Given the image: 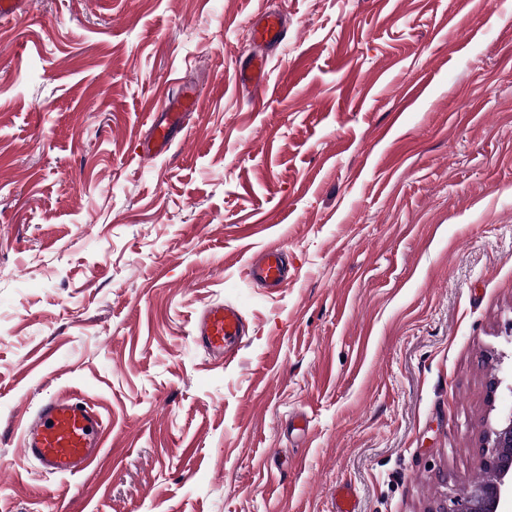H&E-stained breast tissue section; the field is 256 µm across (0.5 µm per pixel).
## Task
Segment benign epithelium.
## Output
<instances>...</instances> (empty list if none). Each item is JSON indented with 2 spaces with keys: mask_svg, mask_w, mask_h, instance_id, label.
Wrapping results in <instances>:
<instances>
[{
  "mask_svg": "<svg viewBox=\"0 0 512 512\" xmlns=\"http://www.w3.org/2000/svg\"><path fill=\"white\" fill-rule=\"evenodd\" d=\"M481 468L492 478L450 498L444 512H512V409L489 436Z\"/></svg>",
  "mask_w": 512,
  "mask_h": 512,
  "instance_id": "benign-epithelium-1",
  "label": "benign epithelium"
}]
</instances>
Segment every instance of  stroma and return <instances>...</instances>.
Here are the masks:
<instances>
[{"instance_id":"35a3bbf8","label":"stroma","mask_w":512,"mask_h":512,"mask_svg":"<svg viewBox=\"0 0 512 512\" xmlns=\"http://www.w3.org/2000/svg\"><path fill=\"white\" fill-rule=\"evenodd\" d=\"M279 12L264 101L239 84ZM198 111L143 156L149 113ZM275 246L291 277L246 264ZM212 301L250 331L192 340ZM73 393L101 462L20 433ZM512 408V0H31L0 23V512H442ZM287 31L275 13L265 12L258 16L251 28L254 43L263 47H271L284 41ZM248 275L259 281L270 293L278 292L288 283L284 253L278 248H264L250 263ZM247 320L237 307L214 302L202 309L192 325V336L215 357L232 361L247 335ZM101 414L83 399L53 394L23 430V448L50 474L72 476L90 468L104 445Z\"/></svg>"}]
</instances>
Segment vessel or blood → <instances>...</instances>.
I'll return each instance as SVG.
<instances>
[{"mask_svg":"<svg viewBox=\"0 0 512 512\" xmlns=\"http://www.w3.org/2000/svg\"><path fill=\"white\" fill-rule=\"evenodd\" d=\"M254 43L263 47L280 44L286 31L274 13H263L251 28ZM268 77L264 57L247 58L240 70L242 84L262 92ZM199 98L194 91H183L171 100L166 112L154 116L151 131L142 143L143 155L157 157L170 148L185 113L196 111ZM250 277L270 292H277L288 282L285 255L274 247L264 248L250 263ZM248 325L237 307L214 302L202 309L192 325V336L215 357L231 361L241 347ZM105 425L101 414L83 399L54 394L42 401L23 430V448L50 474L72 476L90 468L104 445Z\"/></svg>","mask_w":512,"mask_h":512,"instance_id":"b4317fda","label":"vessel or blood"}]
</instances>
